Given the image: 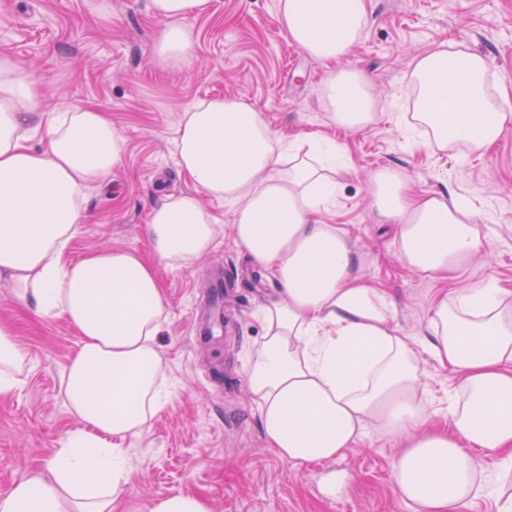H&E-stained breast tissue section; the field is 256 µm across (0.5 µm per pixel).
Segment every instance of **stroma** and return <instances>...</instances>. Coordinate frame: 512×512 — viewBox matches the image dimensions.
I'll return each mask as SVG.
<instances>
[{
	"instance_id": "obj_1",
	"label": "stroma",
	"mask_w": 512,
	"mask_h": 512,
	"mask_svg": "<svg viewBox=\"0 0 512 512\" xmlns=\"http://www.w3.org/2000/svg\"><path fill=\"white\" fill-rule=\"evenodd\" d=\"M276 4L209 0L187 21L197 38L192 62L176 70L150 53L160 23L148 0H0V54L41 73L46 105L101 107L125 141L122 166L87 193L92 219L79 225L68 257L108 247L148 254L149 208L192 188L174 154L184 111L231 96L261 112L279 135L335 143L339 187L319 218L362 255L360 272L394 301L401 333L428 335L433 305L471 284L491 280L512 290V124L484 153L453 156L414 138L407 126L412 61L448 42L483 55L512 89V0H371L364 35L344 64L367 73L384 115L357 133L331 124L319 98L325 67L280 32ZM382 167L403 170L419 195L439 189L437 174L447 169L449 189L477 212L488 258L444 280L403 266L393 226L378 223L371 207L369 177ZM202 201L220 219L216 240L192 265L160 270L168 320L157 345L170 398L122 442L130 473L120 512H148L159 496L180 491L200 495L212 512H412L394 483V435L370 430L328 462L294 464L266 447L245 364L263 336L258 307L279 285L236 245L231 206L207 195ZM0 320L15 324L16 342L31 359L20 388L0 395L2 495L45 469L82 424L62 386L79 342L66 319L39 318L1 278ZM422 366L428 422L445 423L457 378L431 357Z\"/></svg>"
}]
</instances>
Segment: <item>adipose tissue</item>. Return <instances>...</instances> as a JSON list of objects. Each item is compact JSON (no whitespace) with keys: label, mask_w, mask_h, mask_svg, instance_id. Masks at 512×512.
<instances>
[{"label":"adipose tissue","mask_w":512,"mask_h":512,"mask_svg":"<svg viewBox=\"0 0 512 512\" xmlns=\"http://www.w3.org/2000/svg\"><path fill=\"white\" fill-rule=\"evenodd\" d=\"M209 0H151L161 24L153 54L184 68L196 50L188 18ZM369 0H278L290 43L326 63L320 98L344 131L366 130L380 103L358 68L340 67L360 41ZM413 118L442 153L488 150L512 122V94L490 84L485 58L452 42L414 58ZM39 73L0 56V277L42 317L63 316L80 336L64 375L70 435L45 471L0 496V512H117L129 480L119 439L166 406L157 337L167 302L158 268L187 266L209 251L219 222L201 194L233 204L235 242L278 281L263 305L264 335L246 365L265 441L291 462L341 458L367 427L402 437L395 464L400 498L413 512H462L493 496L487 470H512V291L474 284L431 311L429 337L393 325V307L359 272L360 260L317 215L336 191L332 143L283 141L261 113L230 97L187 110L174 138L193 189L147 214L155 263L127 249L66 260L86 218L87 189L123 163L125 144L105 112L47 108ZM41 133L42 145L29 141ZM417 197L404 171L371 177L372 209L395 227L397 259L429 277L454 273L484 252L470 202L448 190ZM452 370L448 426L428 424L418 350ZM27 356L0 323V394L15 390Z\"/></svg>","instance_id":"1"}]
</instances>
